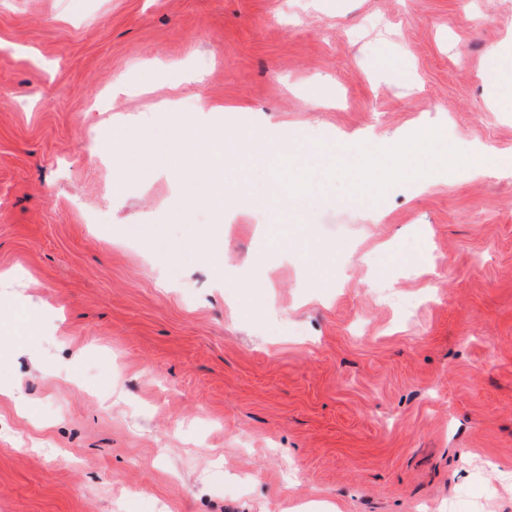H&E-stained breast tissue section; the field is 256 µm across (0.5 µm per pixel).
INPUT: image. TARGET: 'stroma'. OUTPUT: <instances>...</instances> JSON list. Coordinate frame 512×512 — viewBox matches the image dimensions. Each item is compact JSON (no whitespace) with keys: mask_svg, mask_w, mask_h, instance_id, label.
Wrapping results in <instances>:
<instances>
[{"mask_svg":"<svg viewBox=\"0 0 512 512\" xmlns=\"http://www.w3.org/2000/svg\"><path fill=\"white\" fill-rule=\"evenodd\" d=\"M507 37L512 0H0V512H512V171L431 176L512 154ZM193 112L294 127L321 287L273 214L225 226L227 288L170 177L113 198L101 137ZM424 127L378 187L323 148ZM511 59V75L507 72V62ZM484 75L494 78L498 83L500 81L512 82V40L504 41L501 44L491 48L485 59Z\"/></svg>","mask_w":512,"mask_h":512,"instance_id":"stroma-1","label":"stroma"}]
</instances>
